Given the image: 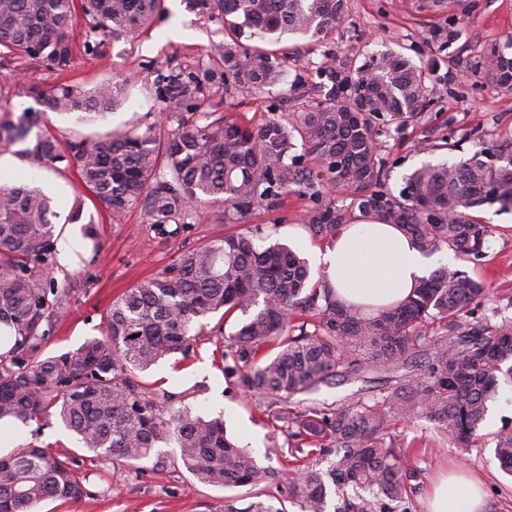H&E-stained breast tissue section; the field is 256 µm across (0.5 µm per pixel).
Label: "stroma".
I'll return each mask as SVG.
<instances>
[{
    "label": "stroma",
    "mask_w": 512,
    "mask_h": 512,
    "mask_svg": "<svg viewBox=\"0 0 512 512\" xmlns=\"http://www.w3.org/2000/svg\"><path fill=\"white\" fill-rule=\"evenodd\" d=\"M512 35V0H459L455 11L437 7L435 0H348L343 20L320 42L292 38L288 48L293 60L279 87L258 94L247 86L224 78L219 49L224 28L216 20L186 11L182 0H165V10L145 32L119 39L104 38L97 55L82 48L84 27L72 38L78 46L68 81L85 87L100 82L125 81L118 105L92 124L77 122L71 115L53 116L50 130L58 138L76 134L144 129L160 112L154 81L158 74L211 65L200 109L232 116L241 123L259 126L272 117L325 102L328 80L325 69L338 68L345 56L360 58L392 48L411 56L430 71L427 93L416 120L402 129L381 128L378 154L385 163V188L399 194L403 178L424 164L455 163L503 138L512 137V92L493 83L474 63L483 51L503 46ZM57 73L40 62L0 61V120L8 111L34 106L25 90L50 88ZM49 190L57 216L56 232L68 226L74 203L95 218L91 256L81 259L73 271L52 264L50 275L70 290L68 313L44 345L50 355L77 348L98 336L101 322L113 299L138 281L164 273L183 252L232 232L295 246L304 256L324 249L326 240L308 232L303 217L313 205L299 192L268 199L237 220L222 222L216 212L202 213L187 232L161 239L145 224L140 209L111 217L86 189L76 169L54 171L32 166L16 158L14 165L0 168V184L22 176ZM476 219L492 225L487 258L464 264L466 273L488 285L499 304L512 300V211L497 207L476 211ZM243 321L241 313L212 315L190 356L171 355L146 372L140 381L149 389L185 393V402L195 414L223 417L225 427L240 444L251 449L258 464L278 469L275 482L250 487H212L198 482L184 469H167L163 477L149 472L90 461L89 451L76 435L59 422L46 426L16 424L0 429L19 448L34 442L52 452L81 458L78 475L89 489L88 497L75 502H43L38 512H201L210 506L222 512L225 501L245 506L254 496L269 494L283 502L286 512H299L288 501V469L274 452L286 447L287 439L268 417L261 399L228 383L220 358L224 337ZM397 446L406 449L418 478L409 493V512H426L427 498L436 479L454 467L474 470L484 480L486 512H512V477L503 473L492 448L477 447L462 453L449 443L435 442L426 422L417 418L398 425Z\"/></svg>",
    "instance_id": "obj_1"
}]
</instances>
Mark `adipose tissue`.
I'll use <instances>...</instances> for the list:
<instances>
[{
  "instance_id": "obj_1",
  "label": "adipose tissue",
  "mask_w": 512,
  "mask_h": 512,
  "mask_svg": "<svg viewBox=\"0 0 512 512\" xmlns=\"http://www.w3.org/2000/svg\"><path fill=\"white\" fill-rule=\"evenodd\" d=\"M318 260L343 301L367 308L403 300L436 265L397 228L368 221L340 230ZM484 508L481 486L472 479L444 478L429 495L428 512H484Z\"/></svg>"
}]
</instances>
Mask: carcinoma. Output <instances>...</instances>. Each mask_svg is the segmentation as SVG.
<instances>
[{"instance_id": "carcinoma-1", "label": "carcinoma", "mask_w": 512, "mask_h": 512, "mask_svg": "<svg viewBox=\"0 0 512 512\" xmlns=\"http://www.w3.org/2000/svg\"><path fill=\"white\" fill-rule=\"evenodd\" d=\"M164 0H0V54L72 66L70 31L83 21L85 49L97 37L117 39L148 27ZM188 9L224 25V74L262 93L288 66V35L324 38L342 20L346 0H186ZM512 37L485 56L487 75L512 90ZM327 102L296 113L288 123L260 127L224 115L193 113L210 72L159 74L161 111L177 127L161 141L156 124L139 133L109 132L61 143L41 131L48 113L93 122L114 109L119 86L91 89L60 83L31 87L41 109L23 108L0 122V153L14 152L36 166L75 164L80 179L113 216L138 208L161 235L186 231L203 204L244 214L261 201L298 187L314 200L304 222L314 237L343 227L336 208L321 204L326 185L347 195L359 216L392 224L424 253L447 246L463 262L486 257L493 229L468 210L512 208V146H498L448 165L425 164L404 178L394 196L379 189L386 176L374 146L376 121L398 128L418 114L428 73L402 51H386L341 77L331 73ZM365 95L363 111L344 92ZM320 162L301 166L295 139ZM23 148H17V145ZM54 200L16 179L0 188V423L60 422L95 456L162 475L174 462L214 487H256L277 471L260 466L230 439L219 418L206 419L179 395L147 391L137 373L173 353L194 351L196 324L209 315L241 312L239 328L224 338V378L260 398L273 397L268 416L282 423L294 451L288 496L301 512H327L331 494L344 496L336 512H408L411 459L395 446L393 427L423 418L440 438L468 451L491 442L500 467L512 474V429L491 439L480 429L502 386L512 384V316L492 307L485 283L454 266H441L401 302L377 312L345 305L324 278L311 282L305 258L286 244L260 245L231 233L183 252L161 276L145 278L107 311L101 336L44 356L41 350L68 311L69 289L47 280L54 253ZM313 330H307V326ZM271 346L275 353L258 357ZM368 369L402 372L398 385L347 403L310 401L338 377ZM327 467H321L322 463ZM79 458L29 443L0 457V512H33L47 499L88 495L77 476ZM224 512H283L273 499Z\"/></svg>"}]
</instances>
